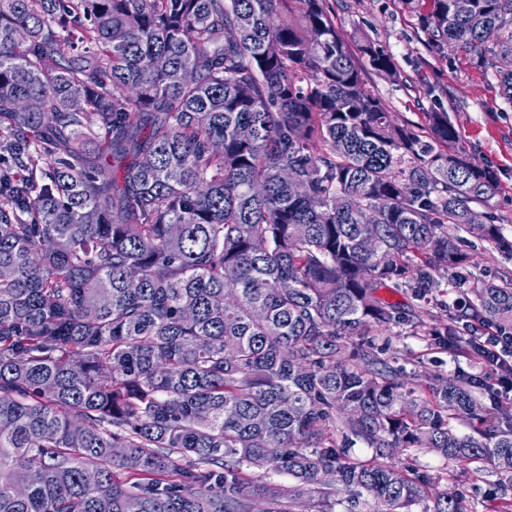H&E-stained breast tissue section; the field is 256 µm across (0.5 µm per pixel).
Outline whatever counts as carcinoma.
Here are the masks:
<instances>
[{
  "instance_id": "obj_1",
  "label": "carcinoma",
  "mask_w": 512,
  "mask_h": 512,
  "mask_svg": "<svg viewBox=\"0 0 512 512\" xmlns=\"http://www.w3.org/2000/svg\"><path fill=\"white\" fill-rule=\"evenodd\" d=\"M422 2L437 52L482 53L512 14ZM366 71L400 77L325 0H0V512H296L307 486L466 512L427 506L408 448L495 473L512 512L500 389L419 395L366 339L396 324L379 290L427 304L443 275L448 322L415 330L453 353L473 326L512 331V279L473 277L448 236L480 219L512 260L472 208L496 182L447 113L396 124Z\"/></svg>"
}]
</instances>
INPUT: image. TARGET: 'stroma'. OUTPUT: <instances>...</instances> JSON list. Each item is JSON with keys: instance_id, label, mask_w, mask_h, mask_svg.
I'll use <instances>...</instances> for the list:
<instances>
[{"instance_id": "1", "label": "stroma", "mask_w": 512, "mask_h": 512, "mask_svg": "<svg viewBox=\"0 0 512 512\" xmlns=\"http://www.w3.org/2000/svg\"><path fill=\"white\" fill-rule=\"evenodd\" d=\"M327 6L345 38L369 37L393 55L402 74L400 81L372 72L365 74L364 81L397 122L421 125L426 113H447L461 131L471 161L491 170L497 180L494 196L476 204V211H492L512 237V84L507 81L512 73V20L490 38L481 54L460 49L440 54L429 49L417 12L402 0H327ZM386 297L403 323L373 334L372 339L386 356L408 360L418 375L420 391L454 371L473 373L465 358L438 350L427 337L411 333L408 321L417 306L410 291L394 289ZM397 463L415 466L426 475L430 495L459 491L467 512H494L487 497L494 475L469 477L461 464L417 448L401 452Z\"/></svg>"}]
</instances>
